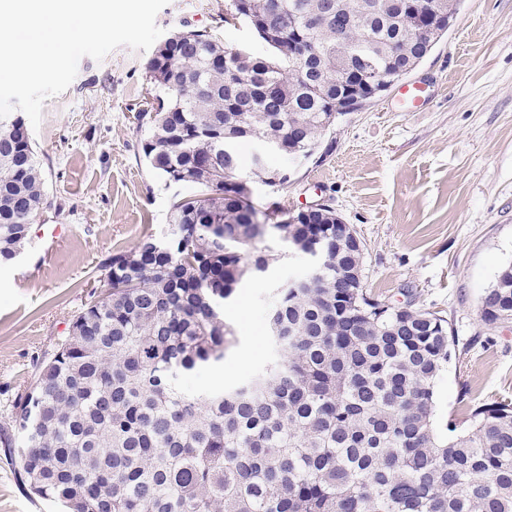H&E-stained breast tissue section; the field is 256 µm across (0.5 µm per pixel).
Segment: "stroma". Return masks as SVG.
I'll return each instance as SVG.
<instances>
[{
	"mask_svg": "<svg viewBox=\"0 0 512 512\" xmlns=\"http://www.w3.org/2000/svg\"><path fill=\"white\" fill-rule=\"evenodd\" d=\"M229 0H170L156 23L164 35L205 30L225 45L264 47ZM151 51L120 47L103 61L82 58L69 88L48 98L31 138L48 207L21 253L0 268V404L32 380V363L64 336L88 299L98 263L146 234H163L173 202L189 186L166 185L146 164L137 115L151 83ZM430 83L432 102L402 111L391 87L340 115L288 180L265 185L243 144L241 174L270 208L323 203L364 244V285L372 296L444 317L455 342L434 385V425L466 428L475 407L512 401V321L486 323L481 298L512 262V0H462L448 33L404 78ZM65 237L46 250L41 229ZM310 261L286 254L247 279L224 306L234 340L217 369L183 377L185 388L232 386L264 367L272 350L268 313L275 288Z\"/></svg>",
	"mask_w": 512,
	"mask_h": 512,
	"instance_id": "obj_1",
	"label": "stroma"
}]
</instances>
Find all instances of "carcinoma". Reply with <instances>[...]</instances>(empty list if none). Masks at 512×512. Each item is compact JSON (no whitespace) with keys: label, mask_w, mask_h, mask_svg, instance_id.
<instances>
[{"label":"carcinoma","mask_w":512,"mask_h":512,"mask_svg":"<svg viewBox=\"0 0 512 512\" xmlns=\"http://www.w3.org/2000/svg\"><path fill=\"white\" fill-rule=\"evenodd\" d=\"M267 48L232 56L206 31L156 48V104L140 113L148 166L194 196L173 204L166 235L99 263L105 291L32 363L0 421V446L22 483L60 512H512V403L476 408L462 433L433 428L434 383L451 357L442 317L401 311L348 279L362 254L336 244V211L259 212L240 177V145L313 157L336 116L356 112L368 76L405 77L448 32L461 0H235ZM370 75L337 50L336 18ZM313 41L309 61L295 43ZM204 83L210 92L198 94ZM0 129V266L11 264L46 203L25 120ZM224 183L214 187L218 173ZM267 184L287 169L263 166ZM324 252L310 288L278 289L273 355L242 382L188 391L182 377L224 363V301L268 269L267 239ZM487 322L512 317V264L486 289Z\"/></svg>","instance_id":"1"}]
</instances>
